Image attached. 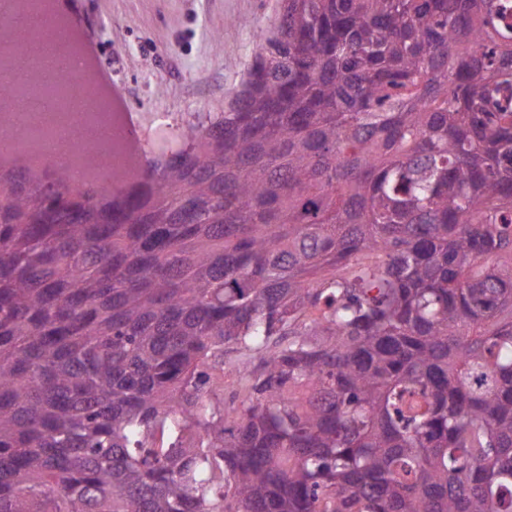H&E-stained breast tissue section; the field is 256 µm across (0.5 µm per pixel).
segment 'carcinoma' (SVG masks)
Masks as SVG:
<instances>
[{
    "mask_svg": "<svg viewBox=\"0 0 512 512\" xmlns=\"http://www.w3.org/2000/svg\"><path fill=\"white\" fill-rule=\"evenodd\" d=\"M497 12L282 0L141 192L0 184V512H512Z\"/></svg>",
    "mask_w": 512,
    "mask_h": 512,
    "instance_id": "obj_1",
    "label": "carcinoma"
}]
</instances>
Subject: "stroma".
Masks as SVG:
<instances>
[{
    "label": "stroma",
    "mask_w": 512,
    "mask_h": 512,
    "mask_svg": "<svg viewBox=\"0 0 512 512\" xmlns=\"http://www.w3.org/2000/svg\"><path fill=\"white\" fill-rule=\"evenodd\" d=\"M142 135L220 112L279 0H74Z\"/></svg>",
    "instance_id": "1"
}]
</instances>
